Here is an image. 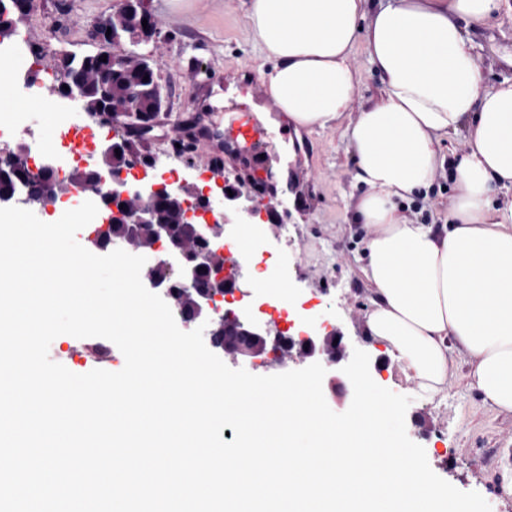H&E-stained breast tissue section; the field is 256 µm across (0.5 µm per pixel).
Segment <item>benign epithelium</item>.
<instances>
[{
	"mask_svg": "<svg viewBox=\"0 0 512 512\" xmlns=\"http://www.w3.org/2000/svg\"><path fill=\"white\" fill-rule=\"evenodd\" d=\"M120 10L127 13L136 44H147L155 39L159 27L152 11L132 12L129 0H122ZM147 26H142V22ZM139 90L129 92V101L124 104H112L94 113L102 122L112 119V114L121 112L138 129H152L158 119L147 122L133 108L131 100ZM142 170L141 183L131 186L126 181L123 167H114L106 171L100 169L99 161L86 164L80 173L83 178L75 182L76 191L92 192L98 199V208L102 210L99 218L105 224H122L124 233L113 236L103 230L87 238L95 251L132 247L149 230L154 241V250L162 251L154 264L145 266L141 279L153 288H163L164 277L160 269L169 267L170 260H176V268L169 278L170 286L164 293L180 300V296L189 297L185 305H177L180 319L185 323L206 324L205 334L212 348L235 359L257 358L269 353L273 359L282 363L293 349L308 358H314L325 364L324 381L330 392L341 390L345 382L340 363L346 358V345L343 335L333 330L326 336L306 335L294 340L285 338L281 329L267 321L257 318L250 310L233 308L231 304L246 296L241 290L245 266L234 262L216 272L209 264L210 250L224 252V237L229 219L226 211L240 212V223L251 224L254 218L265 212L276 213V206L264 203L266 189L271 185L270 174H256L253 179V192H243L224 181L214 180V186L200 191L182 181L169 182L160 177L155 170L157 159L151 155L141 156L138 163ZM130 201L137 202L134 209L126 208ZM174 204L181 208L187 228L178 234L172 226L159 219L158 206ZM24 205L30 208L47 210L53 206L52 187L45 194L35 198L21 190L0 194V207Z\"/></svg>",
	"mask_w": 512,
	"mask_h": 512,
	"instance_id": "7a95c632",
	"label": "benign epithelium"
}]
</instances>
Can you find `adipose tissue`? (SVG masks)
I'll list each match as a JSON object with an SVG mask.
<instances>
[{
	"label": "adipose tissue",
	"instance_id": "adipose-tissue-1",
	"mask_svg": "<svg viewBox=\"0 0 512 512\" xmlns=\"http://www.w3.org/2000/svg\"><path fill=\"white\" fill-rule=\"evenodd\" d=\"M512 0H250L246 26L270 69L260 77L299 129L345 118L364 44L381 97L348 120L354 219L366 228L362 272L372 287L364 324L420 391L448 388L453 353L484 403L512 413V78L488 85L469 28ZM346 119V118H345ZM466 131L448 159L441 139ZM456 189L445 224L417 223L399 201L427 196L438 168Z\"/></svg>",
	"mask_w": 512,
	"mask_h": 512
}]
</instances>
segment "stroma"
Here are the masks:
<instances>
[{
	"mask_svg": "<svg viewBox=\"0 0 512 512\" xmlns=\"http://www.w3.org/2000/svg\"><path fill=\"white\" fill-rule=\"evenodd\" d=\"M161 19V35L138 45L146 54L167 95L170 111L144 140L159 171L171 161L176 121L197 118L195 168L180 175L195 185L220 166L224 179L235 181L239 163L224 153V130L249 103L263 106L259 118L271 138L269 154L278 156V173L294 189L281 196L283 216L277 223L260 220L250 229L257 257L268 261L270 282L291 288L296 321L324 334L339 330L348 348L365 351L377 364L375 382L410 396L406 429L424 447L431 469L462 491L480 493L491 512H512V413L486 405L467 385L468 366L455 356L447 392L420 394L385 346L364 332L372 292L362 274L363 233L353 221V206L362 189L353 180L355 160L345 123L324 130H295L270 108L267 97L254 94L260 78L261 53L245 25L247 0H149ZM121 0H36L35 9L16 24L10 62L18 73L33 72L38 96L24 99V86L12 87V111L0 112V147L16 148L23 136L9 132L14 121L43 136L59 122L88 125L107 135V126L83 112H45L40 92L55 82L63 52L93 51L92 28L119 10ZM476 66L496 84L512 77L498 54L512 47V13L501 12L471 28ZM455 191L446 170H437L427 198L404 204L405 214L427 224H442L454 204Z\"/></svg>",
	"mask_w": 512,
	"mask_h": 512,
	"instance_id": "obj_1",
	"label": "stroma"
}]
</instances>
